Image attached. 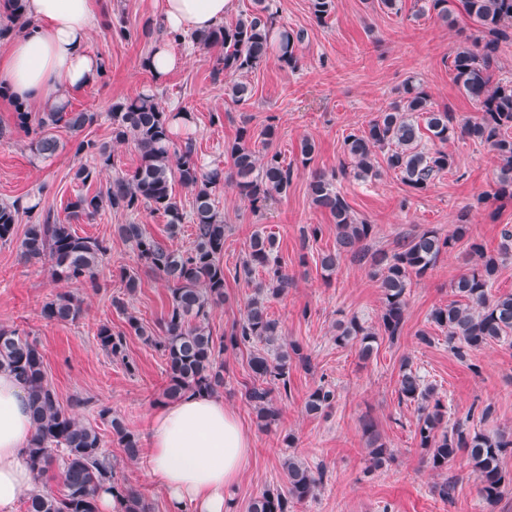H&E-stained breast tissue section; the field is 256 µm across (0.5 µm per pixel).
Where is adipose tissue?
Wrapping results in <instances>:
<instances>
[{
	"label": "adipose tissue",
	"mask_w": 512,
	"mask_h": 512,
	"mask_svg": "<svg viewBox=\"0 0 512 512\" xmlns=\"http://www.w3.org/2000/svg\"><path fill=\"white\" fill-rule=\"evenodd\" d=\"M165 37L157 40L143 66L164 81L186 56L172 36L203 32L220 23L233 0H156ZM98 0H25L30 20L24 34L0 56V88L12 99L58 107L72 93L96 84L105 69L87 43L98 18ZM32 434L27 394L7 370H0V512H14L33 486L24 460ZM149 477L168 498L169 512H230L229 490L251 448L240 421L221 397L187 395L151 416L146 437Z\"/></svg>",
	"instance_id": "adipose-tissue-1"
}]
</instances>
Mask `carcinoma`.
Wrapping results in <instances>:
<instances>
[{
  "label": "carcinoma",
  "instance_id": "obj_1",
  "mask_svg": "<svg viewBox=\"0 0 512 512\" xmlns=\"http://www.w3.org/2000/svg\"><path fill=\"white\" fill-rule=\"evenodd\" d=\"M8 2L10 24L0 27V39L7 37L13 27L24 28L29 24L22 12L23 0ZM256 2L258 8L233 25H218L188 37L172 36L177 44L189 38L200 46L224 47L218 72L224 74L228 95L237 103L251 97L249 86L240 78L270 57H276L283 67L295 69L296 46L303 39L302 32L276 23L265 0ZM425 7L445 21L456 13L463 14L483 33L480 51L459 48L453 56L454 80L476 104L481 116L475 121L459 119L447 108L434 107L423 86L409 79L366 129L345 137L344 152L355 176L375 179L383 164L409 189L421 192L451 166L447 151L420 148L423 131L441 144L456 137L468 139L496 154L500 167L495 195L512 200V80H495L492 73L500 43L512 39V0H426ZM108 117L112 143L131 141L138 150L136 169L117 174L98 194H77L68 202L65 222L49 211L34 215L37 205L29 201L1 203L0 242L13 239L16 224L25 216L29 224L19 243L23 258L48 266L54 282L63 280L96 288L97 269L110 253L111 245L104 239L77 235L68 221L90 220L105 208L130 215L146 209L167 218L169 237L175 238L185 219L173 195V185L180 184L192 195L194 233L190 248L172 249L146 236L140 224L118 226L120 237L131 244L138 258L171 286V305L157 328L144 327L133 315L127 316L128 327L165 357L168 381L161 397L166 403L177 402L189 392L219 393L224 388L221 355L230 348L246 350L252 380L244 385V396L260 425L270 427L280 417L273 393L290 390L288 372L292 362L305 368L310 366L309 356L302 352L300 344L280 343L282 330L267 313L266 298L284 294L291 278L277 255L275 238L253 234L245 257L235 270V278L255 282V295L241 322L233 324L228 334L213 336L210 311L226 300V225L216 209L215 195L229 179L251 207L260 210L275 197L287 194L293 169L281 161L278 153L257 151L254 134L245 125L238 129L233 141L224 145V153L231 160L229 172L218 167L205 168L193 137L173 132L177 115L169 112L154 93H141L113 103ZM16 120L20 128L31 129L37 135L31 146L42 157L57 152L60 141L56 129L66 128L71 134L73 155L82 160L75 179L83 184L114 165L108 145L82 137L85 128L95 120L93 112L51 108L34 117L24 103L18 102ZM334 180L333 175L315 173L308 184L312 203L329 212L336 224L337 249L321 255V269L332 274L344 253L369 264L378 277L383 296L380 329L394 337L403 324L407 288L413 280L427 276L441 255L467 236V214L459 215L458 224L446 236L427 228L389 253L371 252L364 241L371 237L373 225L354 217ZM469 251L475 259L474 266L451 285L457 300L433 309L429 315L430 324L446 334L451 348L462 358L472 349L512 337V293L491 292L499 262L512 257V232L502 233L495 253H487L475 239L470 240ZM258 272L263 274L259 281L255 280ZM82 314V302L71 292L56 293L42 307V315L49 321L73 323ZM336 329V343L356 342L360 356L370 358L377 332L355 316L338 321ZM96 341L102 351L113 357L124 348V334L113 332L106 324L99 327ZM2 368L13 373L28 392L33 431L26 448L27 466L38 482L54 466L59 465L62 470L63 492L30 493L27 512H98V492L104 488L112 491L116 512H151L142 494L117 476L97 430L60 405L37 341L16 328L1 327ZM401 368L398 396L416 406V438L430 468L441 473L459 453H465L476 475L478 496L489 505L497 503L512 485V475L501 465L503 457L512 453V431L472 432L460 424L448 425V407L435 387L425 382L409 360H404ZM335 400V390L319 385L309 393L305 410L316 415L331 408ZM99 415L108 420L126 457L137 458L141 450L138 436L111 410L103 408ZM363 433L370 468H382L394 459L372 421L363 422ZM284 467L287 491H261L251 500L248 512H292L293 504L315 496L322 474L293 457L284 462Z\"/></svg>",
  "mask_w": 512,
  "mask_h": 512
}]
</instances>
